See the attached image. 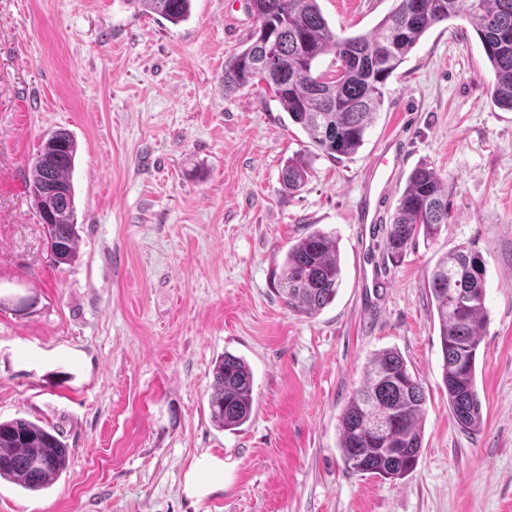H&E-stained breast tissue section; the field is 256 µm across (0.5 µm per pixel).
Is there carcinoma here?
Wrapping results in <instances>:
<instances>
[{
    "label": "carcinoma",
    "mask_w": 512,
    "mask_h": 512,
    "mask_svg": "<svg viewBox=\"0 0 512 512\" xmlns=\"http://www.w3.org/2000/svg\"><path fill=\"white\" fill-rule=\"evenodd\" d=\"M172 24L187 20L191 0H128ZM256 19L246 47L224 61V93L262 85L310 143L332 159L356 153L382 105L383 88L422 36L451 18L468 21L493 74L492 97L512 111V0H395L369 33L339 36L319 0H248ZM336 57L335 74L317 72L318 59ZM77 143L66 130L44 138L30 162V193L54 261L77 252L75 191L71 173ZM309 160L288 158L281 184L290 192L308 179ZM448 224V186L427 164L415 167L386 230L385 249L398 261L416 239L433 241ZM486 267L474 243L440 257L428 279L439 322L442 382L448 415L464 431L483 426L476 362L486 325ZM342 267L336 237L313 230L288 248L277 290L288 309L315 316L335 299ZM253 374L247 362L226 353L213 367L210 417L234 430L251 416ZM426 395L395 349L373 354L363 383L338 421L337 448L345 468L396 480L410 474L422 447ZM70 449L53 428L24 418L0 421V479L28 491L49 487L69 466Z\"/></svg>",
    "instance_id": "obj_1"
}]
</instances>
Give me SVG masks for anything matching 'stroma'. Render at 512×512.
<instances>
[{"label":"stroma","mask_w":512,"mask_h":512,"mask_svg":"<svg viewBox=\"0 0 512 512\" xmlns=\"http://www.w3.org/2000/svg\"><path fill=\"white\" fill-rule=\"evenodd\" d=\"M338 35L370 32L394 0H319ZM255 27L246 0H192L174 25L127 0H0V420L53 427L66 474L30 492L0 479V512H512V112L472 26L431 29L388 80L364 145L336 161L260 87L224 91ZM78 146L75 260L50 256L29 193L45 134ZM403 142L379 221L355 213L384 141ZM310 156L303 188L280 171ZM448 185V227L386 257L410 172ZM339 242L342 282L313 317L275 283L299 238ZM475 241L488 312L476 366L484 428L448 416L427 281ZM28 307L17 311L19 300ZM426 392L416 469L345 470L338 417L376 351ZM243 357L253 410L214 425L215 362ZM224 479L208 481L210 459Z\"/></svg>","instance_id":"1"}]
</instances>
